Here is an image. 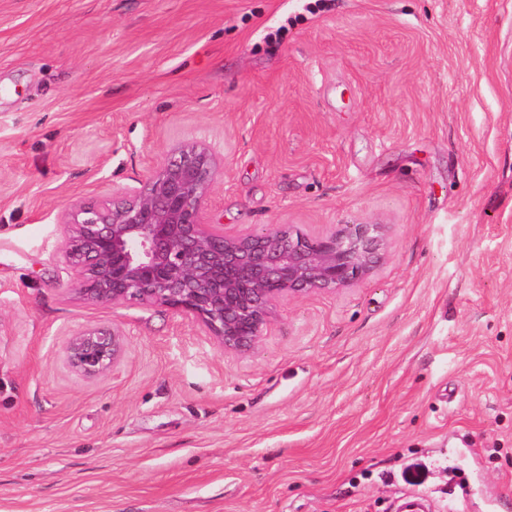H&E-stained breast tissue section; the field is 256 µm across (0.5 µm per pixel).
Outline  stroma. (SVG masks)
I'll return each instance as SVG.
<instances>
[{
    "instance_id": "obj_1",
    "label": "stroma",
    "mask_w": 512,
    "mask_h": 512,
    "mask_svg": "<svg viewBox=\"0 0 512 512\" xmlns=\"http://www.w3.org/2000/svg\"><path fill=\"white\" fill-rule=\"evenodd\" d=\"M192 139L226 230L380 224L385 261L246 357L71 294L66 214ZM112 324L120 368L70 372L73 330ZM414 493L512 512V0H0V512Z\"/></svg>"
}]
</instances>
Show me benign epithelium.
<instances>
[{
  "label": "benign epithelium",
  "mask_w": 512,
  "mask_h": 512,
  "mask_svg": "<svg viewBox=\"0 0 512 512\" xmlns=\"http://www.w3.org/2000/svg\"><path fill=\"white\" fill-rule=\"evenodd\" d=\"M218 172L215 149L180 143L150 166L139 186L72 210L62 224L63 264L81 299L169 307L195 321L226 351L246 354L291 296L345 288L371 273L384 251L380 224H342L318 236L288 225L229 234L205 205ZM114 326L72 332L63 361L95 381L123 359Z\"/></svg>",
  "instance_id": "benign-epithelium-1"
}]
</instances>
